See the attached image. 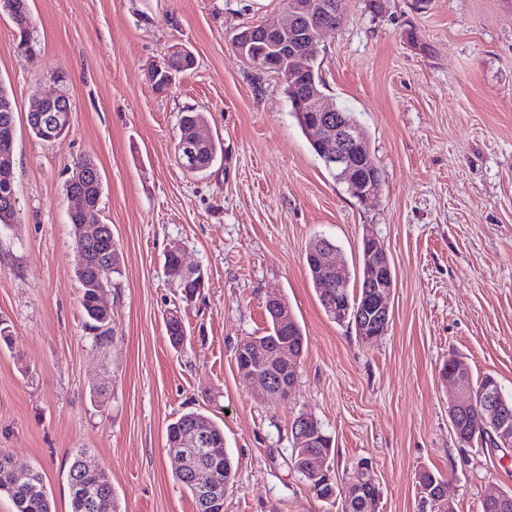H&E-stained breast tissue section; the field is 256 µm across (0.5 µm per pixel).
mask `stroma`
Listing matches in <instances>:
<instances>
[{"instance_id": "1", "label": "stroma", "mask_w": 512, "mask_h": 512, "mask_svg": "<svg viewBox=\"0 0 512 512\" xmlns=\"http://www.w3.org/2000/svg\"><path fill=\"white\" fill-rule=\"evenodd\" d=\"M40 50L17 56L0 15V84L15 103L19 212L0 227V448L41 469L53 512H71L66 474L87 449L108 472L120 512H196L175 478L166 428L197 410L224 428L235 477L224 512H339L291 466V423L313 415L331 436L338 481L371 461L377 512H421L416 475L448 481L454 512L512 491V452L461 448L440 371L461 357L512 395V0H341L343 21L318 46L323 91L365 129L385 177L363 204L337 184L289 112L283 86L238 57L237 29L286 19L282 0H30ZM415 40H408L407 31ZM196 65L164 94L150 68L174 44ZM63 70L70 130L29 135L44 74ZM205 113L223 147L204 172L174 153L179 118ZM92 156L121 273L106 298L116 342L83 328L64 191L72 160ZM374 233L394 285L384 335L360 339L321 307L304 258L338 247L358 272ZM200 269L185 299L164 273L171 248ZM284 298L304 334L288 401L261 400L235 349ZM187 329L165 331L170 312Z\"/></svg>"}]
</instances>
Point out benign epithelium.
Here are the masks:
<instances>
[{"label":"benign epithelium","mask_w":512,"mask_h":512,"mask_svg":"<svg viewBox=\"0 0 512 512\" xmlns=\"http://www.w3.org/2000/svg\"><path fill=\"white\" fill-rule=\"evenodd\" d=\"M340 0H293L287 9L290 20L287 23L265 21L258 25V29L247 28L239 32L234 42L237 55L247 61L254 55V40L261 35L262 40L280 50L283 67L276 74L280 80L288 84L303 96L308 109L318 114L316 123L310 128L313 139L320 142L323 161L338 171L342 181L349 184L366 203L377 195L372 181L377 172L376 166L370 162L369 155L361 148L362 130L360 126L344 119L338 109L330 104L326 97L316 90H308L298 83L306 62L312 59L318 41L323 32L336 29V17L340 14ZM314 22L313 36L293 43L288 41V32L295 30L303 19ZM34 106L32 111L40 118L38 128L45 143H53L63 135L66 124L63 123L58 107L69 102L62 92H44L36 90L33 95ZM71 182L81 183L91 179L98 180L99 173L92 164L82 162L69 169ZM69 210H79L84 214L83 223L77 225L79 242L75 252V264L83 268L86 256L98 243L112 239V226L96 220L99 209L89 206L86 199L78 194L70 193ZM365 244L366 276L364 288L366 292L363 301L354 312H349L336 306V319L345 321L348 315H353L360 336L366 340H373L382 336L388 329L391 310L386 297L393 288V273L388 260L384 244L380 239L368 233L362 238ZM314 263L322 269V276L326 287L336 289V295H341L343 289L348 287L343 272L341 260H332L330 249L322 245L312 252ZM112 262H107L102 273L96 275L92 286L96 288L98 301L105 300L107 288L110 287L108 279ZM297 349L290 346L288 340H283L277 353L273 354L267 345L260 341H245L242 350L243 359L247 365L242 367L239 375L242 379L258 384L264 395L268 398L275 396L278 401H285L290 396L298 374ZM465 369L456 364L454 375L448 379L453 389V396L449 400L448 410L451 413L466 412L475 409L474 421L489 431H496L502 437L512 435V423L501 414L498 409V387L490 382L477 390L467 384L463 378ZM297 439L303 443L315 439V418L302 414L291 425ZM178 442L186 448L201 450L210 447L208 431L204 428L193 427L179 434ZM178 461L179 471H191V477L197 488L208 496L220 495L222 485L217 481L216 469L194 466L185 454H172ZM311 471L316 476L326 478L324 485L334 490V478L326 468L325 454L316 455L312 460Z\"/></svg>","instance_id":"1"}]
</instances>
